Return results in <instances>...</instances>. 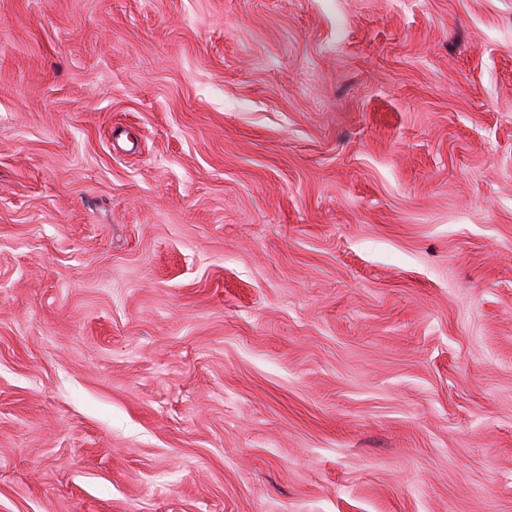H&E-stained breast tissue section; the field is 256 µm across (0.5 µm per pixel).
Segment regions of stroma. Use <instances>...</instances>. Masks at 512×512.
<instances>
[{
    "mask_svg": "<svg viewBox=\"0 0 512 512\" xmlns=\"http://www.w3.org/2000/svg\"><path fill=\"white\" fill-rule=\"evenodd\" d=\"M0 512H512V0H0Z\"/></svg>",
    "mask_w": 512,
    "mask_h": 512,
    "instance_id": "obj_1",
    "label": "stroma"
}]
</instances>
